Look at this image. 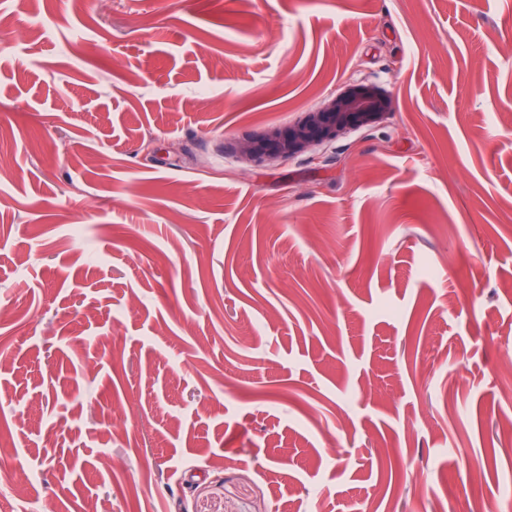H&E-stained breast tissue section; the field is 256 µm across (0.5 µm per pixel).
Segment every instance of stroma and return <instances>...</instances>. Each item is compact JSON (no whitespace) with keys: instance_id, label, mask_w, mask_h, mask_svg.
<instances>
[{"instance_id":"stroma-1","label":"stroma","mask_w":512,"mask_h":512,"mask_svg":"<svg viewBox=\"0 0 512 512\" xmlns=\"http://www.w3.org/2000/svg\"><path fill=\"white\" fill-rule=\"evenodd\" d=\"M0 18V512H512V0ZM391 104L389 93L379 84L351 83L318 109L306 112L297 123L274 128L244 143L241 152L256 164L295 157L336 141L351 130L381 124L390 114Z\"/></svg>"}]
</instances>
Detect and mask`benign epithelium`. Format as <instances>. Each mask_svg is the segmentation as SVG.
Instances as JSON below:
<instances>
[{
	"label": "benign epithelium",
	"instance_id": "benign-epithelium-1",
	"mask_svg": "<svg viewBox=\"0 0 512 512\" xmlns=\"http://www.w3.org/2000/svg\"><path fill=\"white\" fill-rule=\"evenodd\" d=\"M391 104L389 93L380 85L351 83L297 123L274 128L243 144L241 152L256 164L295 157L352 130L381 124Z\"/></svg>",
	"mask_w": 512,
	"mask_h": 512
}]
</instances>
